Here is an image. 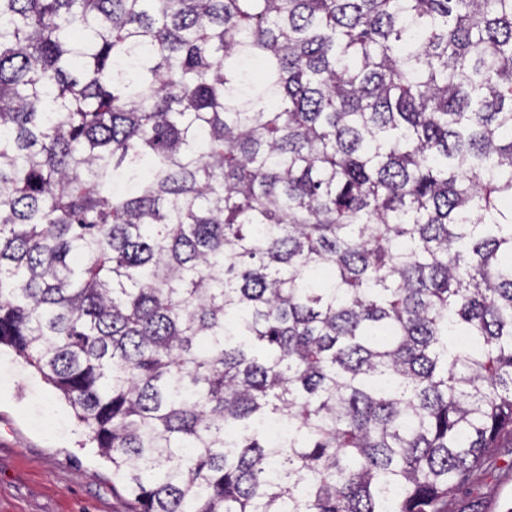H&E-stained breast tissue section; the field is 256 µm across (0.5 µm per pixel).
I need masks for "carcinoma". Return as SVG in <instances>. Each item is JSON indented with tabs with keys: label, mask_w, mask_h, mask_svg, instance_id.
<instances>
[{
	"label": "carcinoma",
	"mask_w": 512,
	"mask_h": 512,
	"mask_svg": "<svg viewBox=\"0 0 512 512\" xmlns=\"http://www.w3.org/2000/svg\"><path fill=\"white\" fill-rule=\"evenodd\" d=\"M2 346L127 512H448L512 439V0H0Z\"/></svg>",
	"instance_id": "cac0c4a2"
}]
</instances>
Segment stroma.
<instances>
[{
    "mask_svg": "<svg viewBox=\"0 0 512 512\" xmlns=\"http://www.w3.org/2000/svg\"><path fill=\"white\" fill-rule=\"evenodd\" d=\"M83 438L56 390L0 351V512H124L111 466ZM448 512H512V476L475 472Z\"/></svg>",
    "mask_w": 512,
    "mask_h": 512,
    "instance_id": "stroma-1",
    "label": "stroma"
}]
</instances>
